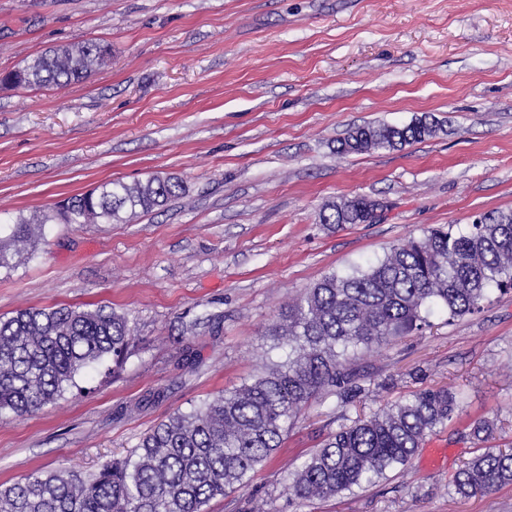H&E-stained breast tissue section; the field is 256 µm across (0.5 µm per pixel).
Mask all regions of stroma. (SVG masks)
Returning a JSON list of instances; mask_svg holds the SVG:
<instances>
[{
    "label": "stroma",
    "instance_id": "obj_1",
    "mask_svg": "<svg viewBox=\"0 0 512 512\" xmlns=\"http://www.w3.org/2000/svg\"><path fill=\"white\" fill-rule=\"evenodd\" d=\"M75 41L110 44L111 62L61 90L0 87V220L155 174L188 192L126 224L46 225L41 251L0 270V316L106 304L133 336L121 367L92 365L54 403L0 421V484L125 457L160 421L280 360L273 322L325 274L512 210V0H0V74ZM426 115L440 129L423 141L335 153L354 127ZM355 196L382 204L375 223H321L324 204ZM430 321L362 357L374 384L345 409L332 395L305 406L207 512H512V485L474 497L451 485L475 421L512 441V293ZM441 386L460 392L459 414L408 469L313 503L284 493L328 434Z\"/></svg>",
    "mask_w": 512,
    "mask_h": 512
}]
</instances>
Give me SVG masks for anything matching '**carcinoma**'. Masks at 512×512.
Returning <instances> with one entry per match:
<instances>
[{"mask_svg": "<svg viewBox=\"0 0 512 512\" xmlns=\"http://www.w3.org/2000/svg\"><path fill=\"white\" fill-rule=\"evenodd\" d=\"M112 57V47L80 42L51 49L0 78L21 87L65 88ZM423 118L405 126L368 124L337 140L338 155L394 150L435 135ZM177 176L105 182L68 205L0 227V269L31 252L47 224H126L139 213L186 194ZM382 205L362 197L329 202L325 224H371ZM512 290V211H493L454 234L430 228L377 262L328 274L288 302L272 328L284 360L250 384L221 392L189 413L155 425L123 458L82 479L65 470L34 472L0 486V512H205L217 497L240 489L280 448L301 409L324 394L340 406L365 392L354 364L397 338L430 326L440 309L454 321L481 311L491 289ZM129 319L109 305L19 309L0 317V420L32 414L56 400L83 369L130 344ZM459 393L426 389L387 402L330 435L285 480L299 501L332 498L408 466L424 439L453 421ZM512 485V448H487L453 480L463 496Z\"/></svg>", "mask_w": 512, "mask_h": 512, "instance_id": "cac0c4a2", "label": "carcinoma"}]
</instances>
